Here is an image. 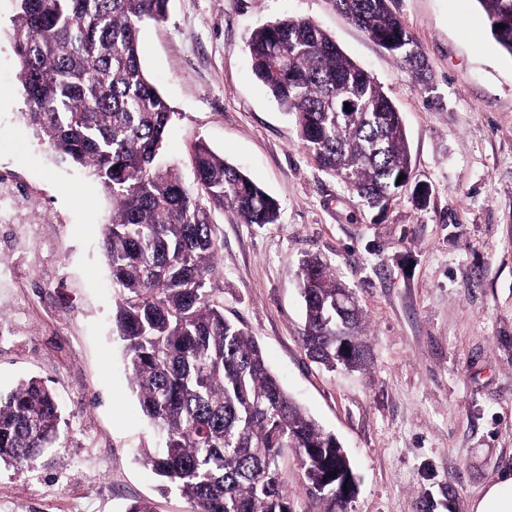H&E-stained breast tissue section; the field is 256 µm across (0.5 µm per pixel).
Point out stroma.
I'll list each match as a JSON object with an SVG mask.
<instances>
[{
    "instance_id": "1",
    "label": "stroma",
    "mask_w": 512,
    "mask_h": 512,
    "mask_svg": "<svg viewBox=\"0 0 512 512\" xmlns=\"http://www.w3.org/2000/svg\"><path fill=\"white\" fill-rule=\"evenodd\" d=\"M418 53L409 64L372 42L336 0H169L139 33L141 64L166 99L164 158L186 187L205 142L278 201L275 224L216 213L224 314L263 347L272 371L345 449L349 512H470L512 473V55L476 0H391ZM0 0V169L32 184L57 241L45 261L28 224L0 256V393L47 380L65 423L27 467L0 462V512H191L139 460L155 432L112 334V281L100 250L112 203L21 120ZM309 19L382 87L402 114L412 172L376 211L321 171L252 71V31ZM425 202H417V194ZM321 258L354 293L371 350L362 369H330L300 345L298 273Z\"/></svg>"
}]
</instances>
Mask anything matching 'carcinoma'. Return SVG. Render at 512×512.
Masks as SVG:
<instances>
[{
	"instance_id": "carcinoma-1",
	"label": "carcinoma",
	"mask_w": 512,
	"mask_h": 512,
	"mask_svg": "<svg viewBox=\"0 0 512 512\" xmlns=\"http://www.w3.org/2000/svg\"><path fill=\"white\" fill-rule=\"evenodd\" d=\"M11 39L26 109L22 121L61 161L87 169L112 200L102 250L116 292L112 332L124 345L131 387L159 433L142 461L192 512H296L279 458L292 449L321 512H348L353 475L323 430L269 370L264 352L224 316L211 282L223 249L214 214L274 224L265 189L207 144L190 146L192 195L179 168L159 160L171 112L141 66L138 32L166 18L169 0H15ZM490 35L512 55V0H476ZM373 41L411 61L412 40L388 0H336ZM505 25L499 29L497 25ZM256 77L291 117L327 175L371 208H384L412 166L401 113L336 41L309 19L256 28ZM349 111H344V107ZM346 286L316 258L303 261L300 341L332 368L367 365L361 311L336 312ZM65 424L45 381L0 394V461L35 464Z\"/></svg>"
}]
</instances>
